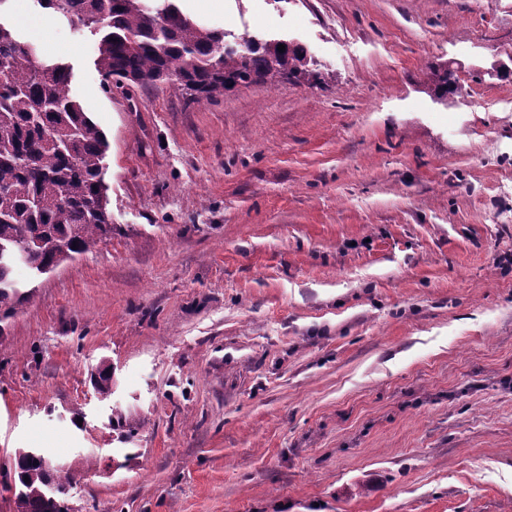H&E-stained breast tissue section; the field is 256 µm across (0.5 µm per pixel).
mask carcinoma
Returning a JSON list of instances; mask_svg holds the SVG:
<instances>
[{
    "label": "carcinoma",
    "instance_id": "carcinoma-1",
    "mask_svg": "<svg viewBox=\"0 0 512 512\" xmlns=\"http://www.w3.org/2000/svg\"><path fill=\"white\" fill-rule=\"evenodd\" d=\"M77 28L103 32L97 59L106 90L169 84L213 100L255 81L322 82L299 45L248 33L230 43L224 32L186 17L177 0H38ZM452 73L431 69L439 99L457 91ZM70 72L30 51L0 22V245L25 255L33 271L56 267L67 254L90 251L112 235L103 178L109 144L70 94ZM15 265L0 263V341L32 292L13 287ZM14 512H60L73 483L67 471L49 473L39 460L16 457ZM29 481H24V478Z\"/></svg>",
    "mask_w": 512,
    "mask_h": 512
}]
</instances>
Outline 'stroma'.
<instances>
[{"label": "stroma", "instance_id": "1", "mask_svg": "<svg viewBox=\"0 0 512 512\" xmlns=\"http://www.w3.org/2000/svg\"><path fill=\"white\" fill-rule=\"evenodd\" d=\"M0 19L69 66L112 216L15 269L0 469L41 449L79 512H512V0H223L195 21L324 81L202 104L105 91L99 36L37 0Z\"/></svg>", "mask_w": 512, "mask_h": 512}]
</instances>
